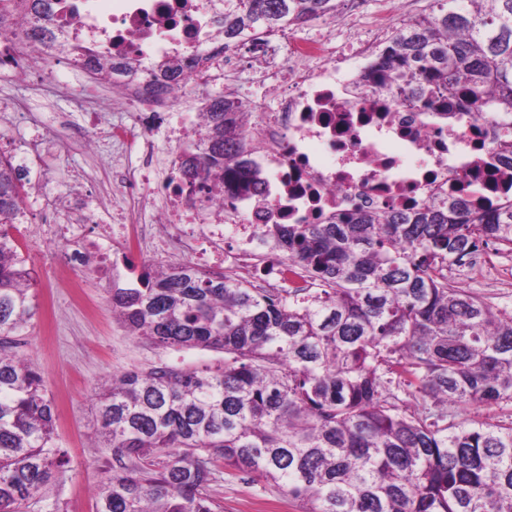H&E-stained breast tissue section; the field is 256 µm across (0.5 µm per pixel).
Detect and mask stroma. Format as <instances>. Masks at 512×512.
Returning <instances> with one entry per match:
<instances>
[{
  "mask_svg": "<svg viewBox=\"0 0 512 512\" xmlns=\"http://www.w3.org/2000/svg\"><path fill=\"white\" fill-rule=\"evenodd\" d=\"M46 65L39 58L23 63L19 71L0 72V114H7L9 127L17 135L30 132L31 117L36 113L55 116V131L67 136L72 145L67 150L45 151L32 156V171L52 180H66L79 189L84 177L112 191V206L150 223L148 213L137 202L125 199L123 182L139 169L137 159L115 165L86 152L78 140L88 128L76 101L87 94L86 86L70 84L60 90L45 78ZM40 212L28 218L29 227L20 237L22 251L35 271L34 290L37 314L25 334L19 338L25 358L43 374L49 394L57 408L56 442L68 451L70 463L65 474L44 497L30 501L26 512H48L58 506L60 512H95L92 488L115 463L111 450L103 448L94 434V390L104 380L129 371L181 364L208 363L218 354L209 350L175 351L129 335L113 318L107 304L112 284L132 287L143 268L163 266V257L147 259L130 250L121 235L112 237V258L117 266L115 277L93 271L75 275L58 263L60 246L38 240L35 226ZM448 280L486 302L503 316H512V251L498 249L494 275L480 266L448 269ZM209 492L222 512H300L276 486L248 477L220 475Z\"/></svg>",
  "mask_w": 512,
  "mask_h": 512,
  "instance_id": "35a3bbf8",
  "label": "stroma"
}]
</instances>
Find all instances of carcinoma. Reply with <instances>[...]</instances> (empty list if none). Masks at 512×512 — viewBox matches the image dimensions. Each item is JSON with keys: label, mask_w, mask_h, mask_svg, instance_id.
I'll return each mask as SVG.
<instances>
[{"label": "carcinoma", "mask_w": 512, "mask_h": 512, "mask_svg": "<svg viewBox=\"0 0 512 512\" xmlns=\"http://www.w3.org/2000/svg\"><path fill=\"white\" fill-rule=\"evenodd\" d=\"M343 0H224V47L338 11ZM439 13L395 30L382 78L443 116L463 97L497 115L512 161V0H433ZM206 113L192 182L217 171L237 191L259 172L244 159L243 105ZM24 184L0 154V512L43 496L66 463L54 444L44 377L14 351L36 314L33 269L16 233ZM266 262L303 285L251 281L182 264L112 287V315L165 348L209 349L203 367L112 378L96 394L97 434L118 468L95 512H216V472L278 485L303 512H512V424L448 419L473 402H512V317L448 283L481 245L512 249V198L492 211L437 199L410 212L355 210L325 224H265ZM431 403L407 413L397 392ZM131 465L123 463V458Z\"/></svg>", "instance_id": "cac0c4a2"}]
</instances>
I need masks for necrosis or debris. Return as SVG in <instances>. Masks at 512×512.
Returning <instances> with one entry per match:
<instances>
[{
  "instance_id": "obj_1",
  "label": "necrosis or debris",
  "mask_w": 512,
  "mask_h": 512,
  "mask_svg": "<svg viewBox=\"0 0 512 512\" xmlns=\"http://www.w3.org/2000/svg\"><path fill=\"white\" fill-rule=\"evenodd\" d=\"M364 4L356 0L341 30L256 31L227 50L223 0H54L50 33L0 25V64H18L30 48L54 63L47 51L54 41L74 47L65 68L80 81L90 66L135 62V71L114 76L133 105L127 129L115 136H135L145 168L125 191L151 214L133 238L140 249L159 247L197 266L223 269L229 233L240 254L259 253L265 224H322L358 209L411 211L435 197H466L489 209L512 196V164L494 149L495 115L461 101L447 120L442 105L418 103L385 82L372 63L391 25L365 14ZM198 55L208 57L206 69L183 70L166 78L160 97L146 96L163 61ZM242 57L264 88L252 109L258 120L248 125L255 144L247 154L263 183L251 193L223 184L205 198L182 178L175 158L204 149L207 101L239 81ZM37 192L44 203L83 210L82 223L63 224L54 214L43 227L46 243L69 242L60 255L65 266L110 271L113 227L100 212L53 181Z\"/></svg>"
}]
</instances>
